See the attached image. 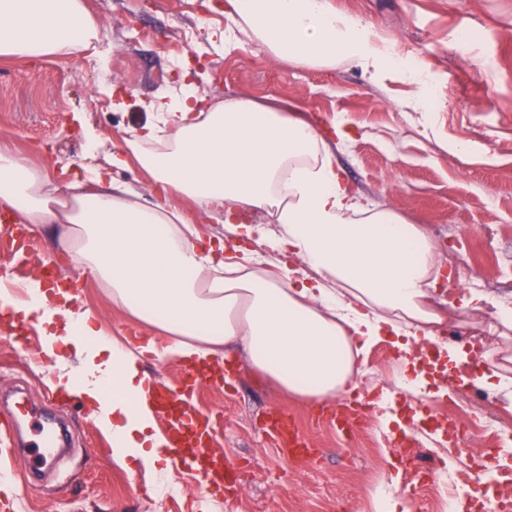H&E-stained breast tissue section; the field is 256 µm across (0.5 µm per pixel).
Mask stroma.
Wrapping results in <instances>:
<instances>
[{"label":"stroma","mask_w":512,"mask_h":512,"mask_svg":"<svg viewBox=\"0 0 512 512\" xmlns=\"http://www.w3.org/2000/svg\"><path fill=\"white\" fill-rule=\"evenodd\" d=\"M224 2L83 0L95 24L90 49L77 56L0 57V147L54 180L62 171L77 172L86 162L84 128L102 139L98 157L120 149L147 119L150 103L177 86L171 56L198 58L203 68L189 80L207 102L251 99L316 122L351 193L425 233L450 275L435 299L445 310L437 335L448 340L483 326L494 333L499 304L512 305V0H330L385 40L395 56L429 74L435 106L424 113L405 106L413 83L376 81L349 62L313 66L276 57L256 43L217 40L228 28ZM463 29L475 37L464 56L455 44ZM459 140L478 144V152H450V143ZM114 177L131 184L142 204L166 200L176 206L201 241L225 235L208 211L165 193L138 164ZM464 251L488 296L471 314L461 309L471 287L456 276L452 260ZM21 252L51 261L59 277L76 271L59 237L44 227L23 246L0 237V272L19 281L31 273L30 266L13 263ZM81 299L108 335L135 347L163 344V330L113 303L103 284L84 282ZM498 345L492 336L490 360L470 357L478 375L456 377L446 396L398 394L388 407L397 418L390 425L370 405L401 373L389 343L358 357L354 388L330 406L287 395L257 375L242 350H224L230 377L202 385L196 404L216 420L212 447L238 459L240 469L233 484L208 490L186 468L117 461L111 436L90 419L82 399L56 401L47 383L54 362L37 330L18 338L10 322L0 320V392H24L33 409L22 418L0 404V423L19 419L31 442L52 415L66 420L71 433L70 453L35 483L27 480L28 449L0 444V512H376L381 489L411 512H442L441 489L412 480L392 442L401 425L418 416L416 438L439 464L456 469L479 453L481 438L457 448L430 422L469 411L488 391L475 378L490 375L500 362ZM279 411L288 422L277 432L271 424Z\"/></svg>","instance_id":"obj_1"}]
</instances>
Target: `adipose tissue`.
Segmentation results:
<instances>
[{
  "mask_svg": "<svg viewBox=\"0 0 512 512\" xmlns=\"http://www.w3.org/2000/svg\"><path fill=\"white\" fill-rule=\"evenodd\" d=\"M224 13L277 57L407 74L386 42L329 0H227ZM93 36L83 0H0V56L79 53ZM131 157L164 187L222 213L243 247L198 246L179 211L135 202L134 190L112 176ZM1 207L24 224L64 227L65 249L83 275L169 334L158 359L215 357L238 343L259 374L318 405L347 392L358 355L390 340L402 353L396 388L419 394L427 387L420 361L439 343L433 293L442 267L421 229L351 194L311 122L239 98L207 105L188 84L152 104L107 166L85 165L64 185L0 151ZM268 208L282 229L275 250L302 262L281 265L275 278L247 247L263 239V227L236 220L240 211ZM76 299L64 289L45 292L33 279L13 310L33 320L55 361L54 387L84 398L111 435L116 459L168 462L142 348L108 337ZM65 346L83 356V379L69 368Z\"/></svg>",
  "mask_w": 512,
  "mask_h": 512,
  "instance_id": "ef3b65f1",
  "label": "adipose tissue"
}]
</instances>
